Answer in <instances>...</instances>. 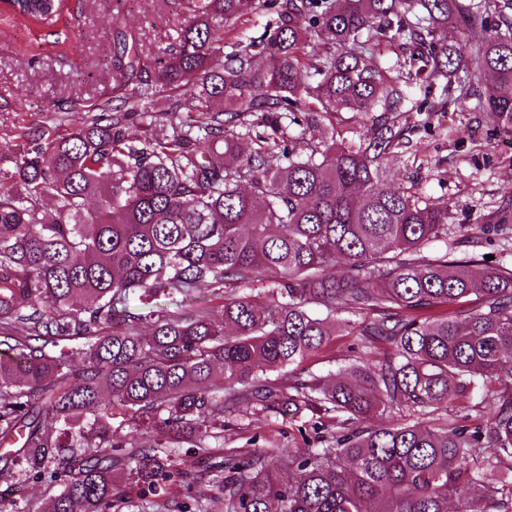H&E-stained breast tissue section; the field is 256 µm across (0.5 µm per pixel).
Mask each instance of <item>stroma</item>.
Wrapping results in <instances>:
<instances>
[{
    "label": "stroma",
    "instance_id": "1",
    "mask_svg": "<svg viewBox=\"0 0 512 512\" xmlns=\"http://www.w3.org/2000/svg\"><path fill=\"white\" fill-rule=\"evenodd\" d=\"M67 25L59 36L25 28L0 14V167L9 168L19 128L53 126L65 133L80 127L93 105L113 99L112 48L116 31L132 35L152 58L169 43L181 17L173 0H68ZM412 110L400 126L404 145L390 157L393 181L448 210V237L423 246V256L486 259L488 267L512 269V223L502 222L512 202V134L496 117L462 96L457 82H411ZM368 116L337 113L304 131L307 142L333 135L357 138ZM353 339L337 336L326 352L306 358L293 378L324 376L348 364ZM311 414L280 417L249 413L234 418L211 445L220 451H268L270 469H288L287 450L312 443Z\"/></svg>",
    "mask_w": 512,
    "mask_h": 512
}]
</instances>
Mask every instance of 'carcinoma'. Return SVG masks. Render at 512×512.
<instances>
[{"label": "carcinoma", "instance_id": "carcinoma-1", "mask_svg": "<svg viewBox=\"0 0 512 512\" xmlns=\"http://www.w3.org/2000/svg\"><path fill=\"white\" fill-rule=\"evenodd\" d=\"M175 3L186 21L154 76L138 77L136 41L116 32L120 103L63 135L26 130L0 169V438L18 443L0 471L58 489L48 512H112L209 473L224 512H512V269L422 256L448 238V208L387 183L385 168L410 79L458 75L512 133V0ZM6 4L42 28L66 8ZM260 15L261 35L237 33ZM448 25L461 42H443ZM383 41L408 51L407 79L374 62ZM467 56L493 77L480 91L458 74ZM187 74L191 104L161 113L172 134L132 131ZM338 112L371 115L359 142L288 148L290 127ZM341 260L346 275L324 274ZM262 280L261 294L235 293ZM476 286L477 305L432 317ZM205 290L223 321L158 304ZM340 313L359 355L335 380L267 381L324 351ZM494 381L485 413L471 400ZM460 398L454 420L439 417ZM301 406L319 445L288 452L291 478L261 450L206 444L228 414ZM387 412L397 422H379ZM117 414L136 439L112 431ZM188 441L198 457L181 468L172 449Z\"/></svg>", "mask_w": 512, "mask_h": 512}]
</instances>
